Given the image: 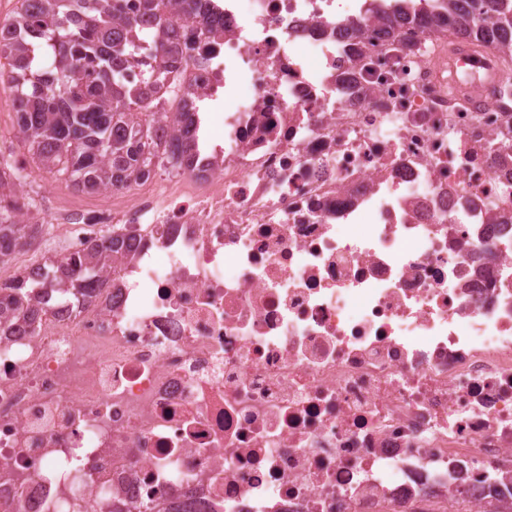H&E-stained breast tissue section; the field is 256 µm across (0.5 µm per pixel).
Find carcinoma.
I'll use <instances>...</instances> for the list:
<instances>
[{
    "mask_svg": "<svg viewBox=\"0 0 512 512\" xmlns=\"http://www.w3.org/2000/svg\"><path fill=\"white\" fill-rule=\"evenodd\" d=\"M172 0H19L20 10L0 23V81L10 85L17 120L33 159L47 172L65 175L72 186L94 192L105 185L127 184L150 168L175 169L192 157L187 138L174 134L157 140L155 113L149 111L142 87L125 83L117 65L145 66L144 80L157 90L177 89L173 61L157 35L121 40L117 27L132 26V9L141 15L170 14ZM471 0H433L448 13L461 35L512 42V14L488 23L470 7ZM414 20L409 0H392L383 10L381 31L396 33ZM158 57L147 66L142 57ZM21 178L9 156L0 155V190ZM35 233L12 221L0 208V244H30ZM120 238L107 237L78 258L51 266V277L38 285L0 294V322L22 318L36 323V299L57 288H83L85 281L112 270V252Z\"/></svg>",
    "mask_w": 512,
    "mask_h": 512,
    "instance_id": "1",
    "label": "carcinoma"
}]
</instances>
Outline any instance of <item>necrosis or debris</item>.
Returning <instances> with one entry per match:
<instances>
[{
	"label": "necrosis or debris",
	"instance_id": "necrosis-or-debris-1",
	"mask_svg": "<svg viewBox=\"0 0 512 512\" xmlns=\"http://www.w3.org/2000/svg\"><path fill=\"white\" fill-rule=\"evenodd\" d=\"M207 2L154 110L209 103L224 136L74 211L64 257L114 230L111 274L0 329V504L486 512L512 470L504 83L449 82L427 0L391 40L380 0Z\"/></svg>",
	"mask_w": 512,
	"mask_h": 512
}]
</instances>
